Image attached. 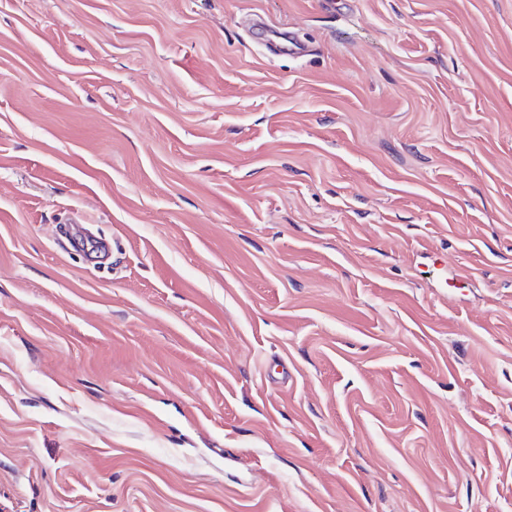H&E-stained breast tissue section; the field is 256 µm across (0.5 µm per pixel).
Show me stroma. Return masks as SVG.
<instances>
[{"label":"stroma","mask_w":512,"mask_h":512,"mask_svg":"<svg viewBox=\"0 0 512 512\" xmlns=\"http://www.w3.org/2000/svg\"><path fill=\"white\" fill-rule=\"evenodd\" d=\"M0 512H512V0H0Z\"/></svg>","instance_id":"obj_1"}]
</instances>
